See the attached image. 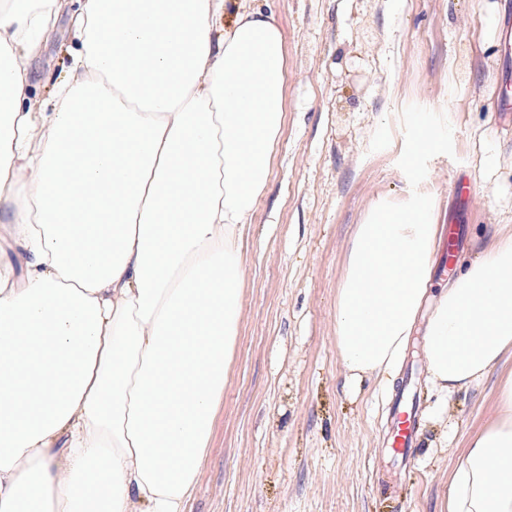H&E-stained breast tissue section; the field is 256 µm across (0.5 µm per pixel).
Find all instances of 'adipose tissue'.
<instances>
[{"label":"adipose tissue","instance_id":"1","mask_svg":"<svg viewBox=\"0 0 512 512\" xmlns=\"http://www.w3.org/2000/svg\"><path fill=\"white\" fill-rule=\"evenodd\" d=\"M61 0H0V512H186L243 295L241 240L282 132L273 13L224 0H80L65 81L27 58ZM426 194L369 206L336 289L353 379L424 330L442 393L512 353V234L422 310L441 226ZM467 440L448 512H512V379Z\"/></svg>","mask_w":512,"mask_h":512}]
</instances>
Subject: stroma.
Here are the masks:
<instances>
[{
  "label": "stroma",
  "mask_w": 512,
  "mask_h": 512,
  "mask_svg": "<svg viewBox=\"0 0 512 512\" xmlns=\"http://www.w3.org/2000/svg\"><path fill=\"white\" fill-rule=\"evenodd\" d=\"M276 14L286 112L267 191L242 246L239 334L211 446L187 512H445L465 438L496 408L512 356L443 395L415 335L394 374L350 384L336 350V288L356 224L377 199L431 194L458 255L512 227V53L499 35L512 0H245ZM76 0L27 60L34 99L67 75ZM438 136L413 152L419 128ZM471 187L469 201L448 188ZM413 378L422 437L411 467L380 434Z\"/></svg>",
  "instance_id": "1"
}]
</instances>
